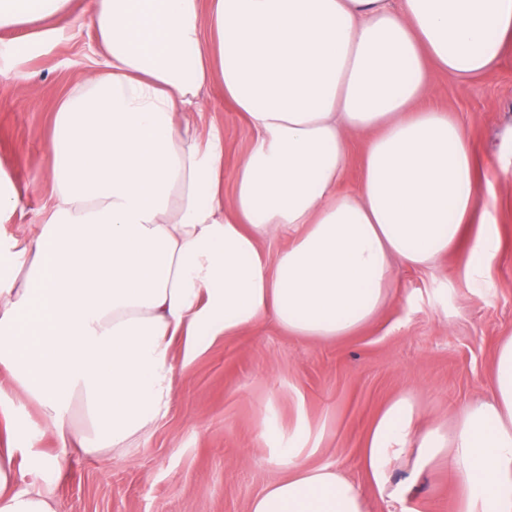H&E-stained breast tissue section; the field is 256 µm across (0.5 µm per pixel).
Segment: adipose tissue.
I'll use <instances>...</instances> for the list:
<instances>
[{
	"mask_svg": "<svg viewBox=\"0 0 512 512\" xmlns=\"http://www.w3.org/2000/svg\"><path fill=\"white\" fill-rule=\"evenodd\" d=\"M70 0H0V29L39 26ZM88 0L102 64L59 103L47 149L54 202L13 239L0 271V374L36 402L61 448L118 452L165 417L177 366L274 321L292 336H347L394 298L396 265L422 268L481 231L469 277L498 255L476 158L447 111L422 106L428 63L463 81L512 41V0ZM219 81L253 140L224 192V130H199ZM366 135L357 192L340 191L351 134ZM287 232L275 260L259 243ZM183 357L174 360L173 346ZM406 397L375 418L361 466L379 496L410 457L447 460L459 512H512V338L492 394L452 428L417 430ZM250 512H367L360 485L309 466ZM0 512H57L0 450Z\"/></svg>",
	"mask_w": 512,
	"mask_h": 512,
	"instance_id": "1",
	"label": "adipose tissue"
}]
</instances>
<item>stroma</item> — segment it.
Masks as SVG:
<instances>
[{"instance_id":"stroma-1","label":"stroma","mask_w":512,"mask_h":512,"mask_svg":"<svg viewBox=\"0 0 512 512\" xmlns=\"http://www.w3.org/2000/svg\"><path fill=\"white\" fill-rule=\"evenodd\" d=\"M84 0L48 19L54 41L32 44L24 29L0 30V168L21 203L0 222V239L32 231L51 206L46 144L58 102L77 90L97 59ZM21 73L18 88L12 73ZM430 105L465 129L479 162L480 193L492 200L499 241L480 287L465 269L479 231L469 225L459 246L426 268L397 266V296L354 335L330 341L291 336L268 321L219 340L176 372L177 394L166 417L124 455L73 456L62 476L45 469L57 438L39 408L11 393L7 407L21 485L50 493L57 512H249L251 501L286 472L260 438L266 418L284 434L307 426L309 464L365 483L360 448L377 414L393 399H414L423 422H452L462 407L488 397L499 342L512 336V44L498 65L459 84L431 72ZM201 124L224 129V190L232 192L238 159L252 131L225 100L220 84L204 86ZM38 434L36 447L26 439ZM392 498L369 490L370 512H459L457 480L440 462L413 474L410 461L388 470Z\"/></svg>"}]
</instances>
